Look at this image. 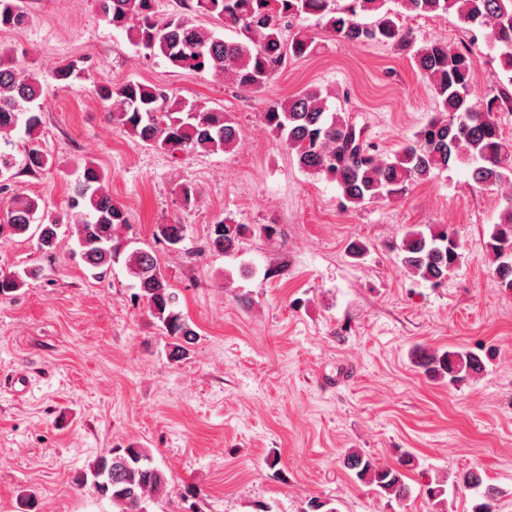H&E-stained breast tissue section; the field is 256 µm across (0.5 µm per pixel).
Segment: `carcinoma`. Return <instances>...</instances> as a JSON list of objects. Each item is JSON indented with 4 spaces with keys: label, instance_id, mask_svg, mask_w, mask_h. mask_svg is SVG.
<instances>
[{
    "label": "carcinoma",
    "instance_id": "carcinoma-1",
    "mask_svg": "<svg viewBox=\"0 0 512 512\" xmlns=\"http://www.w3.org/2000/svg\"><path fill=\"white\" fill-rule=\"evenodd\" d=\"M156 0H95L101 16L112 28L149 56L163 60L178 72H213L224 83L242 92L268 84L290 58H305L316 48L315 37L304 30L284 40L281 25L286 19L315 16L324 31L352 44L370 42L391 45L402 51L414 49L412 59L429 80L436 116L414 133L391 158L381 157L361 140L346 112L330 109L319 89L305 88L272 103L263 113L269 131L284 144L303 172L336 183L341 205L356 208L374 201L403 197L410 187L431 178L437 171L463 165L479 188L512 186V139L503 136L497 114L512 108V0H180L166 18L156 15ZM455 14L470 32H489L499 50L497 91L480 100L472 98L476 61L466 45L454 48L432 43L413 48L411 31L400 17H445ZM207 16L214 28L196 24ZM28 19L19 0H0V29H14ZM229 30L228 38L221 30ZM86 72L85 60L73 59L52 69V77L67 87ZM43 83L39 74L24 70L14 57L0 58V183L8 182L15 167L6 151L13 135L21 130L31 141L43 128L40 101ZM110 108L112 122L145 147L171 154L189 150L231 153L242 140L235 119L218 107L177 97L159 84L127 80L96 88ZM49 164L38 148L28 150L25 167L40 171ZM63 215L45 209L37 196L14 197L6 211L0 234L37 238L39 248L52 250L61 228L76 238L78 256L97 278L112 266L123 264L133 278L134 297L169 337V357L180 360L185 344L196 332L179 310V294L169 285L152 248L134 247L120 233L129 223L126 210L113 201L108 173L94 160L76 163ZM177 191L183 206L198 201V189L182 182ZM245 232L242 224L221 220L212 225L207 247L218 254L236 251ZM153 236L171 247L186 238L183 224H158ZM499 287L512 294V194L505 198L499 221L485 244ZM448 224H427L407 231L394 246L401 268L408 275L432 285L444 283L458 267L462 253ZM33 272L0 273V300L14 296ZM416 366L430 379L455 385L483 373V359L470 351L444 352L416 349ZM343 467L356 480L387 502L398 504L411 495L405 470L414 457L403 452L394 464H381L370 455L350 448ZM91 483L95 492L112 501L113 512H149L151 503L168 496L170 480L155 465L150 451L139 446L109 448L99 454L88 471L76 478ZM453 485L475 493L471 512H497L502 491L485 483L482 472L470 468L456 476ZM423 494L434 512H446V481H430ZM302 512H339L330 499L312 497Z\"/></svg>",
    "mask_w": 512,
    "mask_h": 512
}]
</instances>
